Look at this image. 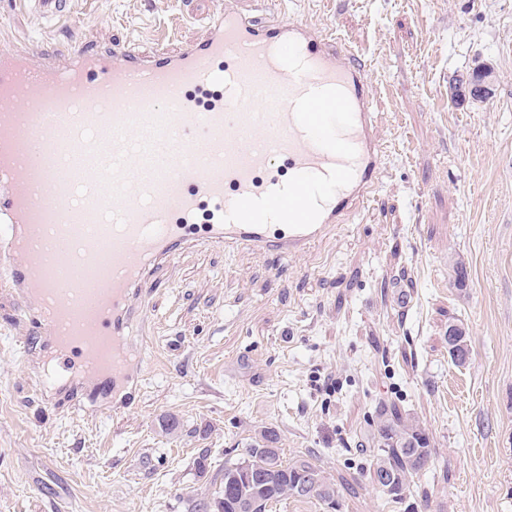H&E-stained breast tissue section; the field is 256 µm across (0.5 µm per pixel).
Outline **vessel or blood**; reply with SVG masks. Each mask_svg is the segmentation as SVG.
Returning a JSON list of instances; mask_svg holds the SVG:
<instances>
[{"mask_svg": "<svg viewBox=\"0 0 512 512\" xmlns=\"http://www.w3.org/2000/svg\"><path fill=\"white\" fill-rule=\"evenodd\" d=\"M50 18L74 0H26ZM356 51L334 32L231 0L201 40L42 61L0 49V265L35 331L44 405L107 414L139 393L143 292L182 247L306 252L382 183L386 148Z\"/></svg>", "mask_w": 512, "mask_h": 512, "instance_id": "1", "label": "vessel or blood"}]
</instances>
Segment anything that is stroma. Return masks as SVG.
Wrapping results in <instances>:
<instances>
[{"mask_svg": "<svg viewBox=\"0 0 512 512\" xmlns=\"http://www.w3.org/2000/svg\"><path fill=\"white\" fill-rule=\"evenodd\" d=\"M224 4L76 0L46 21L0 0V16L53 56L128 40L147 52L164 32L173 49L202 38ZM261 9L359 51L388 145L377 197L297 258L189 247L160 266L132 334L147 353L140 397L114 417L42 403L24 363L33 330L0 287V512H192L264 438L283 463L325 470L340 512H512V0ZM480 64L494 96L452 97L451 79ZM452 318L468 336L460 367ZM381 405L432 448L400 503L369 474Z\"/></svg>", "mask_w": 512, "mask_h": 512, "instance_id": "stroma-1", "label": "stroma"}]
</instances>
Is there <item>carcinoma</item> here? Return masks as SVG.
<instances>
[{
    "mask_svg": "<svg viewBox=\"0 0 512 512\" xmlns=\"http://www.w3.org/2000/svg\"><path fill=\"white\" fill-rule=\"evenodd\" d=\"M381 444L376 462L373 465L372 480L385 469L395 477L394 488L379 491L395 502L404 499L399 490H407L411 479L418 475L430 462L431 449L426 441L424 430L413 424H406L398 414L393 413L382 421L380 428ZM248 458L236 463H224V487L210 501L196 504L200 512H241L245 499L251 494L253 484L249 475L268 472L270 455L261 448H249ZM313 477L304 488H299L305 476ZM266 496L273 502L288 498L315 499L322 504L337 499L334 484L325 472L306 459L289 464H279L271 474V486L266 488Z\"/></svg>",
    "mask_w": 512,
    "mask_h": 512,
    "instance_id": "1",
    "label": "carcinoma"
}]
</instances>
